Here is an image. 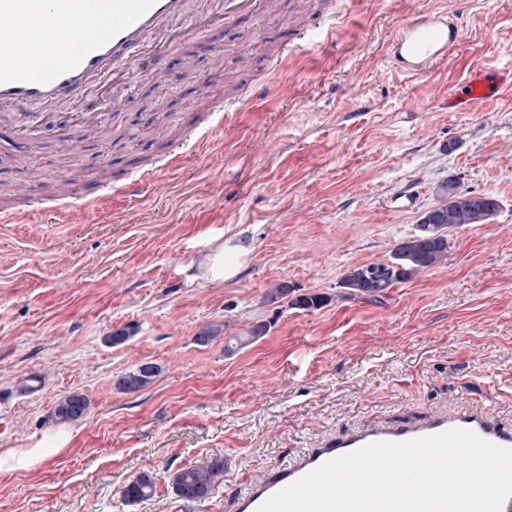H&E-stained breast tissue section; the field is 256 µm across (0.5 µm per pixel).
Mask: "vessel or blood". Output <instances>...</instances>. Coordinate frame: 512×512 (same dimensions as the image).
Masks as SVG:
<instances>
[{
    "label": "vessel or blood",
    "instance_id": "vessel-or-blood-1",
    "mask_svg": "<svg viewBox=\"0 0 512 512\" xmlns=\"http://www.w3.org/2000/svg\"><path fill=\"white\" fill-rule=\"evenodd\" d=\"M207 10L188 14L184 0H0V109L22 115L32 105L41 112L35 123L17 125L0 120L11 137L24 142L63 134L65 127L99 126L98 112L80 111L90 96L109 105L114 90L132 73L161 78L179 40L201 37L213 20L230 23L249 14L253 0H205ZM52 23L59 37L52 50L21 60L13 49L16 27L26 21ZM461 29L454 12L440 10L425 17L405 19L389 44L393 67L407 76H425L443 63L459 45ZM512 89V63L492 70L473 67L461 83L438 96L442 109L471 111L503 89ZM151 171L137 170L123 182L110 185L113 193L143 191ZM95 199L94 194L57 198L56 214L75 215ZM451 429H465L497 446L512 449V425L487 412L453 409L414 426L355 429L308 450L274 474L258 476L237 500V512H258L270 497L324 463L376 442H405Z\"/></svg>",
    "mask_w": 512,
    "mask_h": 512
}]
</instances>
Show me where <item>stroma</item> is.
<instances>
[{
  "instance_id": "stroma-1",
  "label": "stroma",
  "mask_w": 512,
  "mask_h": 512,
  "mask_svg": "<svg viewBox=\"0 0 512 512\" xmlns=\"http://www.w3.org/2000/svg\"><path fill=\"white\" fill-rule=\"evenodd\" d=\"M455 2L320 0L307 15L295 0L260 5L180 45L166 87L137 77L114 102V137L35 141L29 180L12 142L0 144V184L27 181L33 198L70 172L89 192L164 160L150 190L90 206L83 223L33 210L0 224V512H236L259 471L361 425L415 423L451 404L512 423V92L471 112L436 103L471 65L512 61V0ZM454 7L463 39L451 62L436 79L404 80L387 56L400 22ZM324 12L348 15L332 41L271 70L268 51ZM243 48L249 72L236 65ZM241 90L253 98L205 146L171 156ZM413 99L427 111H409ZM156 112L169 142L153 134ZM447 178L497 197L494 218L453 230L446 266L381 301L344 297L342 277L389 258ZM402 188L416 206L383 208ZM219 248L234 270L223 279L207 273ZM278 280L328 302H266ZM257 322L267 336L231 356L223 340L193 341L208 324L233 335ZM125 326L130 339L108 343ZM145 360L160 369L153 384L116 390ZM70 392L88 396L86 414L54 423ZM214 456L223 483L201 502L177 497L171 474ZM143 474L155 494L130 504L126 486Z\"/></svg>"
}]
</instances>
